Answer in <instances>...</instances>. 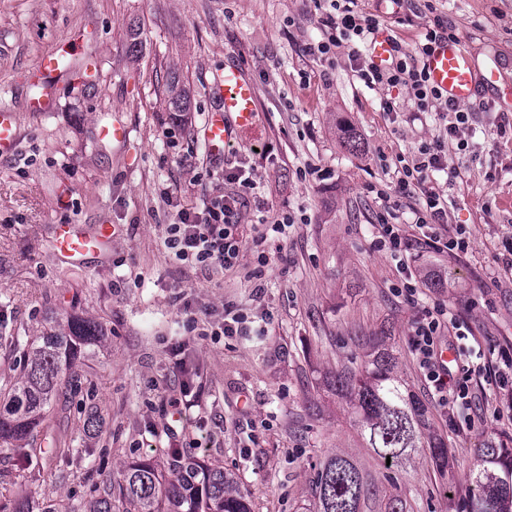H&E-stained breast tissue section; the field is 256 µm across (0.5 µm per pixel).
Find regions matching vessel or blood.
Returning a JSON list of instances; mask_svg holds the SVG:
<instances>
[{
  "label": "vessel or blood",
  "mask_w": 512,
  "mask_h": 512,
  "mask_svg": "<svg viewBox=\"0 0 512 512\" xmlns=\"http://www.w3.org/2000/svg\"><path fill=\"white\" fill-rule=\"evenodd\" d=\"M424 66L431 83L456 104H467L477 94L479 83H495L496 69L478 73L471 56L460 40L438 42L425 57ZM212 91L223 105V115L210 116L206 139L213 150H220L235 133L253 130L256 126V99L253 84L238 67L229 65L214 77ZM17 114L7 106L0 107V155L12 152L17 142ZM110 238L107 227L88 231L75 224L54 227L53 247L59 258L83 263L88 257L105 253Z\"/></svg>",
  "instance_id": "obj_1"
}]
</instances>
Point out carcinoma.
<instances>
[{"mask_svg":"<svg viewBox=\"0 0 512 512\" xmlns=\"http://www.w3.org/2000/svg\"><path fill=\"white\" fill-rule=\"evenodd\" d=\"M190 96L176 74L168 82L167 111L178 116L189 109ZM103 339L99 322L70 314L57 328L36 337L23 352L17 377L0 386V443L29 449L35 467L51 465L65 452L48 412L61 401L63 389H78L79 368ZM398 351L380 339L371 343L366 359L357 367L336 371V394L353 410L355 425L367 447L395 466L426 448L435 466L448 467L445 441L431 428L427 410L397 372ZM174 467L166 476L153 461L143 459L119 471L123 512H251L235 479L221 467H203L182 458L173 449ZM477 464L467 475L465 512H512V448L488 439L474 449ZM318 512H361L367 496L365 478L348 458L334 453L319 466L314 482ZM0 512H57L47 502L28 499L0 505ZM86 512H116L112 490L92 497Z\"/></svg>","mask_w":512,"mask_h":512,"instance_id":"carcinoma-1","label":"carcinoma"}]
</instances>
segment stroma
<instances>
[{
    "mask_svg": "<svg viewBox=\"0 0 512 512\" xmlns=\"http://www.w3.org/2000/svg\"><path fill=\"white\" fill-rule=\"evenodd\" d=\"M403 51L440 21L478 69L499 79L480 86L464 136L438 172L448 197V229L471 234L467 253L414 248L408 270L422 304L442 302L461 325L455 355L481 364L512 353V272L502 263L512 231V124L498 101L512 93V0H403L400 8L358 0ZM328 0H0V106L18 117V142L0 157V336L26 344L55 320L82 313L102 322L105 347L87 360L83 391L100 422L85 424L81 394L67 397L61 422L70 446L53 470L32 475L19 448L0 446V481L26 497L83 512L95 489L119 468L147 457L171 467L172 449L222 466L238 481L251 512H317L314 478L333 453L348 455L371 485L364 512H462L474 450L490 438L512 442V390L474 376L471 409L446 414L408 350L416 306L397 296L396 262L376 248L381 219L414 233L415 199L393 205L384 193L401 160L443 134L455 115L439 107L416 114L407 89L366 86L356 74L366 50L352 44L309 53L327 38ZM138 57L127 52L131 25ZM65 67L54 104L29 110L31 75L42 56ZM237 64L256 91L258 133L234 137L213 153L205 125L221 102L210 84ZM96 67L94 88L83 74ZM179 72L190 92L181 120L167 110V77ZM395 111L384 108L385 100ZM122 123L124 142L100 139ZM361 142L352 152L342 126ZM253 175V187L222 171ZM247 193L244 226L261 224L272 247L267 264L245 250L239 266L204 277L167 248L179 209L202 210L219 195ZM290 217L283 231L273 221ZM113 229L107 255L71 265L53 249V227ZM243 318L230 336H200L198 324ZM390 326L398 370L448 445L438 471L427 453L385 466L366 446L332 381L360 364V340ZM196 402L183 418L169 405L182 389Z\"/></svg>",
    "mask_w": 512,
    "mask_h": 512,
    "instance_id": "1",
    "label": "stroma"
}]
</instances>
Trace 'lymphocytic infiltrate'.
Returning <instances> with one entry per match:
<instances>
[{
    "mask_svg": "<svg viewBox=\"0 0 512 512\" xmlns=\"http://www.w3.org/2000/svg\"><path fill=\"white\" fill-rule=\"evenodd\" d=\"M333 12L326 22L331 29L327 40L311 45L314 54L326 55L346 42L364 43L378 30L376 16L366 15L357 9V0H330ZM447 33L441 24L426 28L413 51L395 55L390 67L362 65L357 69L358 78L366 86L383 84L390 87L404 86L410 89L417 111H428L438 103H445L447 111L456 115V122L448 129L450 138L456 139L458 149L468 147L462 133L469 122L468 111L446 103L444 95L434 87L425 72L422 60L432 45L445 39ZM442 140L423 144L419 160L403 169V175L393 188L394 197L404 198L418 194L413 224L424 239L425 246L440 254H464L470 246V238L464 228H456L450 235L438 234V225L447 223L448 216L443 196L432 180L434 172L444 168ZM242 206L240 197L216 196L208 200L202 211L179 210L173 224L168 227L166 246L180 260L186 261L202 273L234 268L245 246L261 248L264 234L246 236L239 222ZM449 330L448 309L436 304L421 309L416 315L408 336V344L419 370L428 385L433 387L440 406L449 401L471 403V381L476 374H484L489 385L503 388L512 382V356L502 355L492 368H480L469 361L458 366L457 376H450L447 367L439 361V351Z\"/></svg>",
    "mask_w": 512,
    "mask_h": 512,
    "instance_id": "1",
    "label": "lymphocytic infiltrate"
}]
</instances>
